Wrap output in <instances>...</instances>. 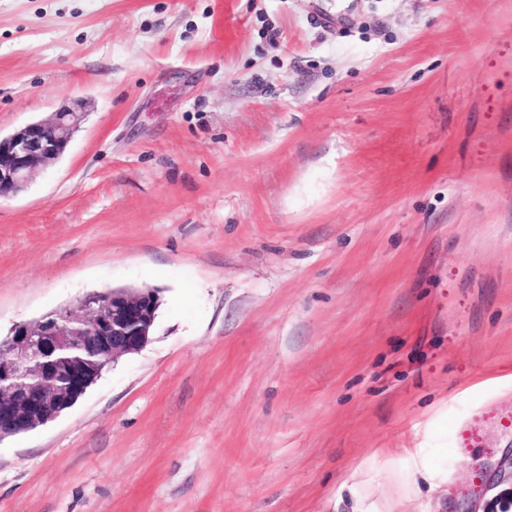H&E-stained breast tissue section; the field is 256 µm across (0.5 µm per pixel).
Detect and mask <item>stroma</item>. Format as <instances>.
<instances>
[{"label":"stroma","instance_id":"obj_1","mask_svg":"<svg viewBox=\"0 0 512 512\" xmlns=\"http://www.w3.org/2000/svg\"><path fill=\"white\" fill-rule=\"evenodd\" d=\"M0 338L155 289L0 440V512H512V0H0ZM481 421L466 447L455 428ZM77 122L74 112L62 111L0 137V197L21 191L34 173L57 160Z\"/></svg>","mask_w":512,"mask_h":512}]
</instances>
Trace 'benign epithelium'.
<instances>
[{
  "mask_svg": "<svg viewBox=\"0 0 512 512\" xmlns=\"http://www.w3.org/2000/svg\"><path fill=\"white\" fill-rule=\"evenodd\" d=\"M62 111L0 137V197L57 160L77 126ZM159 300L150 289L87 296L73 310L15 326L0 340V439L60 415L104 369L148 342Z\"/></svg>",
  "mask_w": 512,
  "mask_h": 512,
  "instance_id": "7a95c632",
  "label": "benign epithelium"
}]
</instances>
